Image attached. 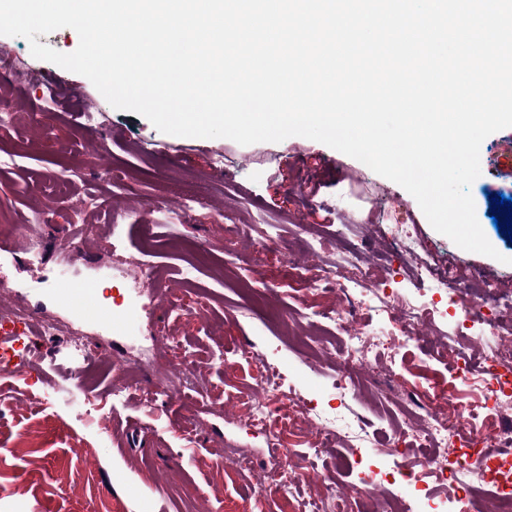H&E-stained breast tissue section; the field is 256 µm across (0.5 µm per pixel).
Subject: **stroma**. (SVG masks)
<instances>
[{
    "label": "stroma",
    "mask_w": 512,
    "mask_h": 512,
    "mask_svg": "<svg viewBox=\"0 0 512 512\" xmlns=\"http://www.w3.org/2000/svg\"><path fill=\"white\" fill-rule=\"evenodd\" d=\"M21 71L65 82L73 96L54 99L47 86L14 81L9 107L19 120L0 124L1 301L60 326L54 338L31 346L30 371L0 366V512H311L309 492L259 498L256 481L231 469L225 451L237 448L264 466V434L239 426L262 367L258 355L279 349L278 371L294 397L335 407L346 421L386 427L393 405L371 407L362 394L333 389L336 371L314 366L292 334L348 342L329 320L311 326L313 312L331 308V293L300 296L283 276L284 254L256 255L266 237L288 242L305 269L330 263L338 247L365 252L364 274L392 275V287L428 300L474 275L494 281L512 301V240L497 230L490 196L512 198V176L494 178L512 156V128L480 147L481 174L470 192L477 220L498 258L456 252L435 231L417 201L398 184L327 145L300 136L240 145L227 138L177 137L145 117L112 107L84 76L32 56L27 39L0 35V54ZM153 143L144 152V143ZM186 212L188 222L177 219ZM367 224L360 237L348 230ZM418 238L430 265L426 277L403 276L391 249L396 225ZM139 259L163 270L150 284L130 274ZM193 284L180 307L165 290L176 270ZM97 281L115 314L139 313L133 332L117 334L60 305L54 290L62 270ZM84 348L89 392L74 388L69 339ZM249 347L251 358L239 350ZM184 364L175 368L173 357ZM414 363L393 357L371 374L369 386L409 402L421 379L446 377L417 346ZM140 367L136 388L109 419L83 422L75 414L85 395L104 398L123 381L122 365ZM186 381H179V372ZM321 457L339 463L340 483L359 466L394 469L380 448L352 447L340 432Z\"/></svg>",
    "instance_id": "35a3bbf8"
}]
</instances>
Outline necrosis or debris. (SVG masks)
<instances>
[{
  "label": "necrosis or debris",
  "mask_w": 512,
  "mask_h": 512,
  "mask_svg": "<svg viewBox=\"0 0 512 512\" xmlns=\"http://www.w3.org/2000/svg\"><path fill=\"white\" fill-rule=\"evenodd\" d=\"M362 264L359 248H344L323 272L299 277L303 291L311 296L319 295L324 285L335 287L337 327L352 321L358 324L350 344L340 352L342 363L336 372V384L343 389L365 370L368 352L375 344L368 322L356 319L361 309L397 324L406 346L418 342L419 328L449 323L448 310L441 302L417 303L391 288L383 277L361 280L358 273ZM459 296L464 320L449 323L452 334L431 343L427 353L431 360L465 377L470 373L467 353L476 328L497 326L496 313L503 303L487 281L479 292L463 288ZM482 358V389L475 401L459 402L454 390L437 383L416 390L415 425L399 428L383 444L390 455H399L402 442L415 452L413 461L399 467L406 488L391 497L385 512H409L408 501L412 498L421 501L422 512H465L466 504L478 494L493 501L496 512H512V456L495 450L504 437L512 435V347L496 344ZM274 371V363L264 362L254 385L262 398L250 404L243 426L258 433L270 432L274 416L265 403L269 397L279 401L285 411L295 412L298 421L312 426L310 454L295 457L287 467L277 454L267 462L266 470L275 488L282 493L298 485L313 489L319 496L321 512H346L348 502L376 499L388 481L387 472L372 470L357 482L343 486L330 468L321 469L314 463L313 451L329 442L336 420L312 408L295 409L290 391L274 378ZM428 477L435 479L439 493L425 487Z\"/></svg>",
  "instance_id": "4bbe7bcc"
}]
</instances>
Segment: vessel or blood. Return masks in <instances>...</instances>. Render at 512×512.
<instances>
[{
  "instance_id": "b4317fda",
  "label": "vessel or blood",
  "mask_w": 512,
  "mask_h": 512,
  "mask_svg": "<svg viewBox=\"0 0 512 512\" xmlns=\"http://www.w3.org/2000/svg\"><path fill=\"white\" fill-rule=\"evenodd\" d=\"M55 293L63 305L76 310L88 321L103 324L113 332H128L136 322L134 314L117 315L104 305L94 281H64L59 284ZM40 333L39 321L16 322L0 319V351L8 353L10 367L29 368L30 344L34 336Z\"/></svg>"
}]
</instances>
